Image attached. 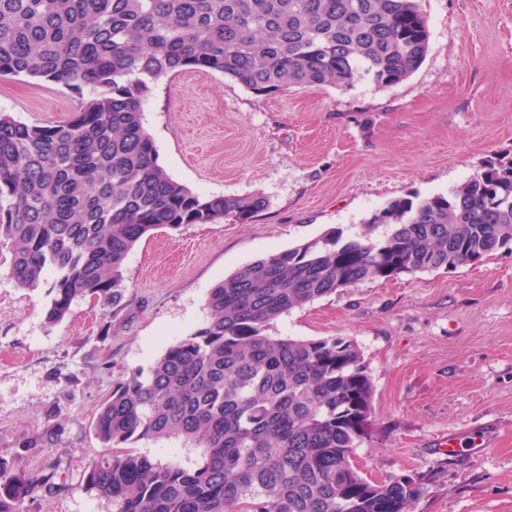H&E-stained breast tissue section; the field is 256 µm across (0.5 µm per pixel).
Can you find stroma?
Masks as SVG:
<instances>
[{"label": "stroma", "instance_id": "obj_1", "mask_svg": "<svg viewBox=\"0 0 512 512\" xmlns=\"http://www.w3.org/2000/svg\"><path fill=\"white\" fill-rule=\"evenodd\" d=\"M418 6L429 50L391 87L364 77L259 95L197 71L152 84L145 125L167 173L268 205L244 223L153 231L129 255L120 313L86 298L47 324L48 285L17 287L0 254V458L37 481L20 512H112L85 489L104 453L97 414L118 380L205 324L225 276L338 228L362 233L391 200L449 195L490 154L512 157V0ZM78 104L62 85L0 77V111L27 124ZM274 331L358 345L373 388L372 434L354 455L365 478L420 477L410 512H512V253L342 288ZM440 433L458 435L455 457L433 448Z\"/></svg>", "mask_w": 512, "mask_h": 512}]
</instances>
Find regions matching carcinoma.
I'll return each mask as SVG.
<instances>
[{
    "label": "carcinoma",
    "instance_id": "carcinoma-1",
    "mask_svg": "<svg viewBox=\"0 0 512 512\" xmlns=\"http://www.w3.org/2000/svg\"><path fill=\"white\" fill-rule=\"evenodd\" d=\"M428 46L416 0H0V75L81 94L54 125L0 113L8 275L24 289L52 277L50 325L84 298L117 314L143 237L267 207L260 193L202 197L168 175L144 125L152 83L189 69L260 95L362 76L393 86ZM370 223L389 231H331L212 288L203 327L114 385L93 426L112 452L92 461L86 490L114 512H409L420 478L374 483L353 465L373 398L356 343L268 330L358 282L512 252V158L490 156L450 198L395 199ZM141 439L180 452L153 459L132 447ZM29 492L0 458V512H18Z\"/></svg>",
    "mask_w": 512,
    "mask_h": 512
}]
</instances>
